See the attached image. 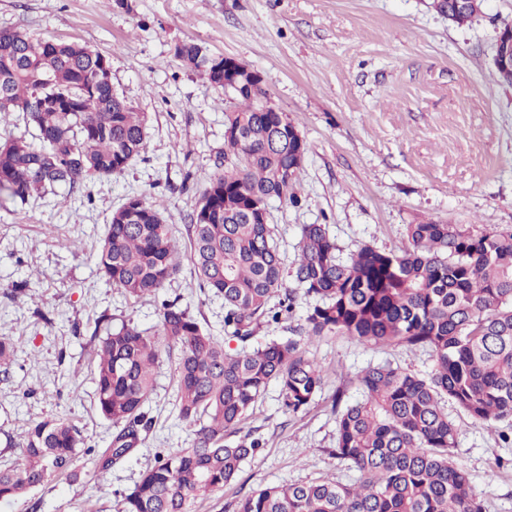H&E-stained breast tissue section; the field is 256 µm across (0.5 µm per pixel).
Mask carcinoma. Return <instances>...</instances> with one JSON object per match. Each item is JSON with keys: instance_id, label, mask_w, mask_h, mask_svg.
<instances>
[{"instance_id": "1", "label": "carcinoma", "mask_w": 512, "mask_h": 512, "mask_svg": "<svg viewBox=\"0 0 512 512\" xmlns=\"http://www.w3.org/2000/svg\"><path fill=\"white\" fill-rule=\"evenodd\" d=\"M175 56L224 87V58L195 42ZM102 53L74 42L33 40L0 31V117L22 113L33 139L0 142V202L93 176L121 175L146 148V125L112 88ZM266 91L241 88L224 126V169L210 178L189 225L191 274L224 304V332L245 343L260 325L293 313L283 258L269 214L274 199L294 200L300 169L288 155V115L263 112ZM324 224H304L294 277L316 299L298 336L231 352L178 300H164L154 332L134 324L107 330L95 346L97 410L114 431L90 444L62 416L31 421L13 442L15 461L0 464V500L21 497L52 477L81 478L77 460L115 465L152 426L146 405L162 352L175 354L176 419L189 446L155 452L153 464L122 495L117 512H192L195 500L233 482L261 440L240 432L270 384L293 415L307 413L324 387V368L309 348L325 336L359 345L426 352L422 375L389 363L357 376L362 396L334 398L333 454L357 472L348 484L318 480L267 485L238 502V512H486L466 471L453 462L457 428L445 402L492 429L512 417V231L472 230L420 221L407 225L398 252L364 246L343 261ZM106 284L131 298L154 297L181 272L179 249L161 210L129 197L110 217L95 253ZM19 345L0 338V367Z\"/></svg>"}]
</instances>
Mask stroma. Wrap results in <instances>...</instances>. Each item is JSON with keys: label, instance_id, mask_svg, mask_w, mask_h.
Returning <instances> with one entry per match:
<instances>
[{"label": "stroma", "instance_id": "obj_1", "mask_svg": "<svg viewBox=\"0 0 512 512\" xmlns=\"http://www.w3.org/2000/svg\"><path fill=\"white\" fill-rule=\"evenodd\" d=\"M430 0H0V29L31 38L74 41L107 56L112 85L146 119L144 153L119 176L0 207V336L20 349L0 374V459H14L8 438L26 423L59 415L105 444L112 431L96 408L93 335L131 323L152 329L161 300L179 298L226 349L221 300L200 292L182 269L158 298L135 300L105 283L92 255L114 209L130 196L159 206L179 249L189 244V215L224 159L229 99L174 56L193 41L211 54L257 71L272 102L296 126L308 152L297 202L276 200L270 224L284 258V283L297 313L314 300L292 273L305 224L327 225L339 256L371 246L395 251L406 227L422 219L473 229H512V86L493 65L498 34L512 27V0H483L459 27ZM28 280L23 293L14 282ZM327 371L323 391L303 415L288 414L270 386L243 425L264 442L223 492L192 512H236L262 485L325 478L354 480L333 455L337 388L360 396L356 377L389 362L418 373L428 354L363 347L329 336L310 349ZM172 359L162 358L149 404L154 424L123 462L71 484L52 480L26 496L0 501V512H115L160 448L186 447L190 431L175 418ZM455 462L469 474L487 512H512V420L487 429L456 406Z\"/></svg>", "mask_w": 512, "mask_h": 512}]
</instances>
